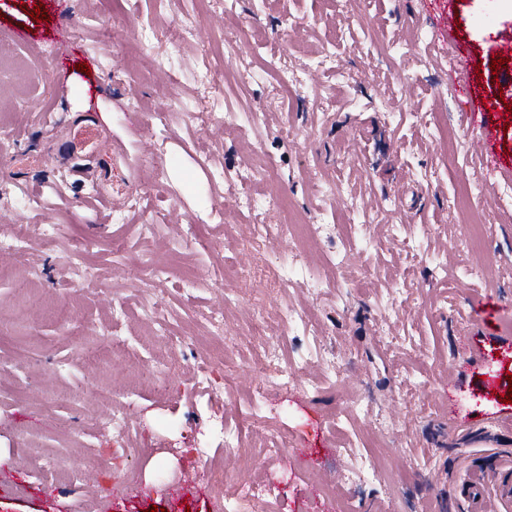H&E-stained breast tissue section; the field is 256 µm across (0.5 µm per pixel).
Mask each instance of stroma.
<instances>
[{"label":"stroma","instance_id":"stroma-1","mask_svg":"<svg viewBox=\"0 0 512 512\" xmlns=\"http://www.w3.org/2000/svg\"><path fill=\"white\" fill-rule=\"evenodd\" d=\"M454 2L457 28L447 37L434 28L438 0H368L361 11L348 0H269L261 13L250 0H212L174 40L185 0H125L117 13L112 0H0V122L18 127L0 154V194L20 185L38 199L0 209V239L20 224L61 228L53 243L0 250V471L14 475L0 482V512H221L225 501L245 504L258 478L272 512H336V498L313 482L317 471L337 476L350 512H467L460 487L497 453L512 452V434L488 441L472 431L512 418V211L498 215L486 250L466 256L457 248L486 213V197L512 184L494 163L512 157V85L491 70L502 56L497 42H512V15L500 0ZM485 16L493 31L479 26ZM241 26L286 55L295 75L288 96L248 42L239 45L240 82L219 95L209 89L216 44ZM116 27L143 32L144 44L114 47ZM335 35L344 44L339 67L306 76L307 57ZM67 49L74 66L58 69ZM465 80L495 111L487 155L436 143L423 124L439 112L464 144L481 136L461 112ZM145 104L166 113L164 126L146 120ZM48 109L58 116L52 128L42 122ZM189 112H258L262 128L242 123L227 143L221 122L192 125ZM89 114L125 148L112 166L113 191L145 186L118 211L90 203L87 182L74 174L97 167L96 157L58 158L72 120ZM286 127L294 137L283 135ZM265 164L276 170L270 188L307 223L326 227L323 248L307 252L284 288L268 266L289 241L256 244L255 211L233 200L236 170ZM466 181L474 184L469 203L452 207ZM346 201L360 208L364 262L344 269L345 287L319 290L328 255L348 249L331 231ZM157 216L162 227L146 233ZM190 226L203 242L177 262L196 276L194 288H182L178 273L151 279L150 263L167 262L170 241ZM117 242L125 248L120 270ZM241 260L250 261L251 278L217 280L218 269ZM469 262L492 266V276L472 283ZM363 279L366 295L353 288ZM228 294L240 306L212 335L209 316ZM485 296L502 306L483 328L472 307ZM157 299L168 327L146 310ZM283 306L316 309L320 324L301 336L269 322L281 358L307 364L294 390L258 400L248 395L259 380L248 310L272 315ZM164 339L170 368L156 363ZM116 340L117 364L101 355ZM477 341L496 361L469 356ZM223 370L237 395L209 390ZM116 410L128 421L123 450L103 426ZM218 417L231 432L250 423L240 447L225 449L223 434L213 433ZM273 431L293 446L269 464L256 447ZM200 434L223 462L222 488L201 471ZM189 469L199 476L187 486ZM74 471L84 479L71 486L63 477ZM45 485L53 496L41 495Z\"/></svg>","mask_w":512,"mask_h":512}]
</instances>
